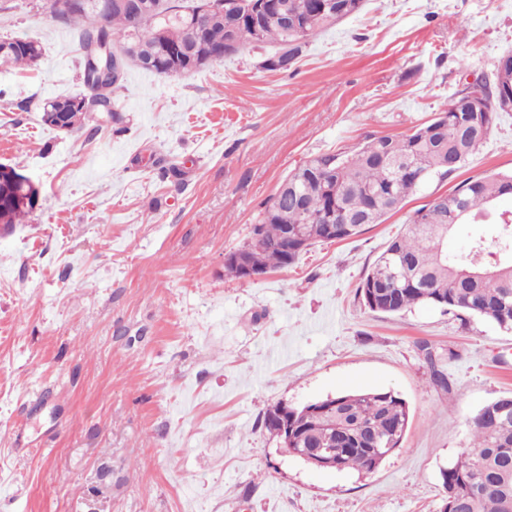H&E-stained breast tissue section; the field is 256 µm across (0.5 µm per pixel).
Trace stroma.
<instances>
[{"mask_svg":"<svg viewBox=\"0 0 512 512\" xmlns=\"http://www.w3.org/2000/svg\"><path fill=\"white\" fill-rule=\"evenodd\" d=\"M47 0H0V36L43 47L0 71V163L38 184L0 234V512H439L468 422L512 395V332L422 306L370 311L356 289L413 212L512 170V112L456 177L254 280L224 256L308 160L433 119L512 50V0H365L288 71L246 48L185 76L129 70L122 126L44 125L80 91L74 34ZM448 377H430L426 353ZM409 404L372 473L317 471L260 419L343 391ZM7 40L15 41L17 48L13 51L9 59L8 67L5 63H1L0 68H8V69H19V68H29L38 63V61L42 57V47L37 40L32 38H4ZM0 39V43L1 40Z\"/></svg>","mask_w":512,"mask_h":512,"instance_id":"obj_1","label":"stroma"}]
</instances>
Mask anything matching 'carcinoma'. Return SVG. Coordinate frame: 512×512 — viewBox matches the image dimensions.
Returning a JSON list of instances; mask_svg holds the SVG:
<instances>
[{"instance_id": "1", "label": "carcinoma", "mask_w": 512, "mask_h": 512, "mask_svg": "<svg viewBox=\"0 0 512 512\" xmlns=\"http://www.w3.org/2000/svg\"><path fill=\"white\" fill-rule=\"evenodd\" d=\"M362 7L363 0H165L161 8L146 7L134 19L114 7L101 28L92 26L82 11L64 15L59 24L77 27L81 55L107 41L132 54V66L159 76L185 75L195 61H221L249 46L273 47L261 67L286 71L315 33ZM200 11L206 24L196 37L190 22ZM15 44L8 68H29L41 59L38 41L17 37ZM91 76L85 61L81 83L89 106L79 113L77 129L93 122L96 133V121L103 117L114 124L123 121V106L115 95L122 81H112V89L97 94L86 89ZM485 80L488 112L467 111L457 91L435 118L408 135L373 138L347 152L320 154L296 168L282 181L287 190L272 197L252 225L250 240L229 255L247 252L265 272L290 266L302 254L286 239L292 225H300L308 248L343 241L382 223L428 176L455 175L492 135L497 117L492 108L504 95H512V64L495 65ZM39 196L33 192L20 207L10 188H1L0 227L10 230L20 223ZM507 198L512 199V171L464 180L451 193L415 210L407 231L388 244L362 278L358 294L363 304L391 315L430 305L455 316L483 317L512 331V220L492 210ZM467 221L493 225L492 242L508 257L492 267L473 265L483 260V237L473 239L461 255L443 253L441 237ZM476 271L485 277L465 281L466 274ZM499 405L496 398L471 417L469 451L441 471L440 512H512V408L503 412ZM282 410L276 404L262 418L276 440ZM409 418L407 401L393 391L340 393L288 408V440L303 452L334 448L340 469L371 473L400 447Z\"/></svg>"}]
</instances>
